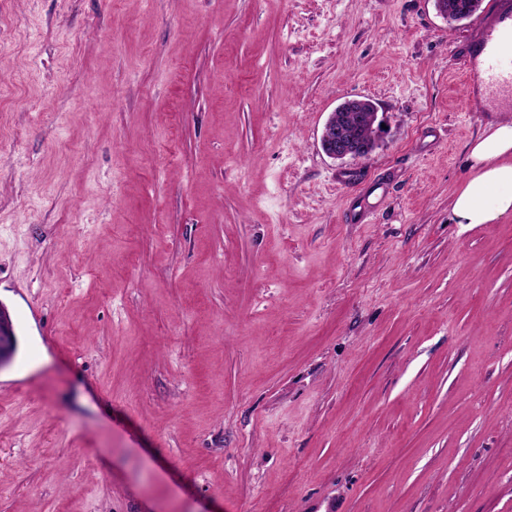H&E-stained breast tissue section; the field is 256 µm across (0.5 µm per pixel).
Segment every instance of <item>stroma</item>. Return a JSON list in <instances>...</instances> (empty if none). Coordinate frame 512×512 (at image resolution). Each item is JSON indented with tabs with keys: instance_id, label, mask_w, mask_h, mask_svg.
Segmentation results:
<instances>
[{
	"instance_id": "obj_1",
	"label": "stroma",
	"mask_w": 512,
	"mask_h": 512,
	"mask_svg": "<svg viewBox=\"0 0 512 512\" xmlns=\"http://www.w3.org/2000/svg\"><path fill=\"white\" fill-rule=\"evenodd\" d=\"M508 13L0 0V512H512V217L451 211ZM336 112L349 111H345L338 106L336 110L331 113L320 138L322 151L334 160L364 158L360 156L363 152V148L355 138H353L349 128L346 125H336Z\"/></svg>"
}]
</instances>
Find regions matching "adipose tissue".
I'll use <instances>...</instances> for the list:
<instances>
[{
  "instance_id": "adipose-tissue-1",
  "label": "adipose tissue",
  "mask_w": 512,
  "mask_h": 512,
  "mask_svg": "<svg viewBox=\"0 0 512 512\" xmlns=\"http://www.w3.org/2000/svg\"><path fill=\"white\" fill-rule=\"evenodd\" d=\"M475 176L457 194L452 212L459 224H492L512 215V121L475 140L469 150Z\"/></svg>"
}]
</instances>
